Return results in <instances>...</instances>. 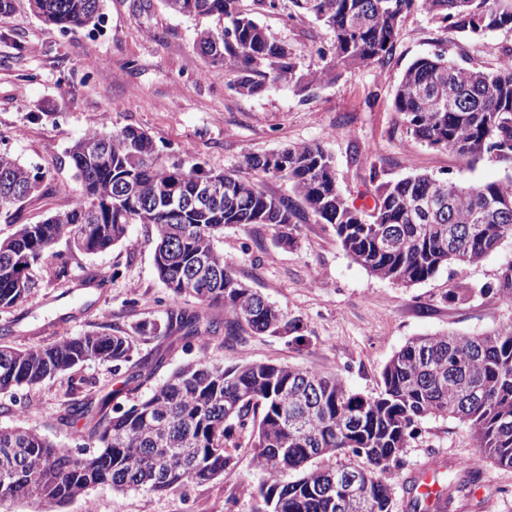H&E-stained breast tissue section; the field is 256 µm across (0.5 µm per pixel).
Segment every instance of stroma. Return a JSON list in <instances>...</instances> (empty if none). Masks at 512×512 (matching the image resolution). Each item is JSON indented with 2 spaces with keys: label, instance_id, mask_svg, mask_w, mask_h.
I'll return each instance as SVG.
<instances>
[{
  "label": "stroma",
  "instance_id": "1",
  "mask_svg": "<svg viewBox=\"0 0 512 512\" xmlns=\"http://www.w3.org/2000/svg\"><path fill=\"white\" fill-rule=\"evenodd\" d=\"M94 27L66 32L47 24L18 0L15 13L0 23V153L41 167L38 194L23 206L18 222L35 224L69 209L81 187L67 153L90 131L134 126L146 131L163 164L186 160L205 170L236 171L254 179L246 157L271 154L296 144H316L333 158L338 183L355 206L369 205L372 183L413 173L481 185L512 175V165L492 156L478 162L411 141L395 109L397 84L417 57L437 50L448 59L488 70L498 68L512 33L489 32L457 42L421 11L407 15L385 63L342 68L335 81L307 92L285 83H266L242 96L233 73L209 65L194 47L206 18L172 13L161 0H104ZM260 21L297 54L303 68L315 69L316 47L328 45L329 31L296 17L290 0H280ZM293 247L276 243L269 226H230L215 240L239 279L299 320L303 344L244 330L237 341L206 336L184 344L177 334L143 336L142 324L161 323L169 310L206 311L223 320L220 306L202 308L196 299L173 298L154 267L151 226L134 224L128 244L99 254H83L58 243L53 255L34 268L38 286L27 301L0 310V329L17 348L49 344L65 336L110 328L130 336L143 359L155 364L153 384H161L184 363L203 358L213 364L265 362L295 365L339 375L347 386L376 394L381 373L410 339L451 332L477 335L512 322V301L495 288L500 267L512 261V239L481 263L450 266L434 278L403 287L377 278L340 246L332 225L302 208ZM65 277H57L59 267ZM110 274L108 287L84 286L95 269ZM473 289L462 305L446 301L449 289ZM85 379L69 391L60 375L15 395L0 394V426H22L44 435L56 448L91 446L60 420L68 400L99 401L119 388L124 371L98 362L79 371ZM467 424L453 418L424 419L385 479L392 512H408L405 483L434 463L459 471L475 454ZM262 479L247 449H239L228 476L192 483L186 489L154 492L100 486L63 506L25 499L11 512H252ZM448 512H512V469L485 462L477 480L449 489Z\"/></svg>",
  "mask_w": 512,
  "mask_h": 512
}]
</instances>
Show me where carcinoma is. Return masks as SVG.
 I'll return each instance as SVG.
<instances>
[{"label":"carcinoma","instance_id":"cac0c4a2","mask_svg":"<svg viewBox=\"0 0 512 512\" xmlns=\"http://www.w3.org/2000/svg\"><path fill=\"white\" fill-rule=\"evenodd\" d=\"M44 21L75 32L97 23L102 0H28ZM175 13L216 19L201 30L196 50L213 66L239 73L234 90L249 96L265 79L301 91L334 80L333 70L380 61L393 49L404 15L422 10L447 33L469 39L486 32H512V0H292L298 14L331 32L325 61L305 72L288 44L273 38L242 0H161ZM497 70L459 65L439 52L414 60L395 95L406 133L413 140L478 159L499 148L512 163V44L501 50ZM286 165L270 171L264 156L246 162L261 176L293 182L313 214L335 228L344 251L380 279L408 287L451 265L482 262L512 238V177L478 187L448 177L412 174L366 191L369 208L349 202L336 179L332 157L319 145L285 149ZM81 185L68 210L37 224H19L0 240V309L23 302L35 288L33 268L52 257L63 241L85 254L128 242L132 224L154 229V265L172 297H192L224 307V322L197 312L170 311L165 333L190 341L202 334L233 337L242 326L277 336L298 329L295 320L242 282L214 246L232 225L266 224L279 242L293 243L301 218L295 200L268 194L234 172L212 173L200 164L158 162L144 130L125 126L93 131L69 150ZM45 173L0 154V219L15 223ZM220 194L203 197L208 182ZM433 203L427 219L414 208ZM497 291L512 299V261L500 269ZM88 362L128 365L124 382L132 403L111 391L97 404L70 403L61 420L91 430L88 456L56 448L42 434L0 426V508L23 498L64 503L98 486L145 487L164 492L190 482L224 477L234 468L235 431L250 430L255 467L264 474L253 512H391L383 472L428 417L465 422L477 455L512 468V323L477 336L439 333L408 341L384 366L374 396L352 391L332 374L264 362L215 365L198 359L175 370L144 396L155 368L137 357L120 334L88 331L57 342L18 349L0 344V394L34 387ZM343 454L363 458L320 468L314 460ZM356 480L346 498L336 482ZM448 482L430 504L407 481L409 512H448Z\"/></svg>","mask_w":512,"mask_h":512}]
</instances>
